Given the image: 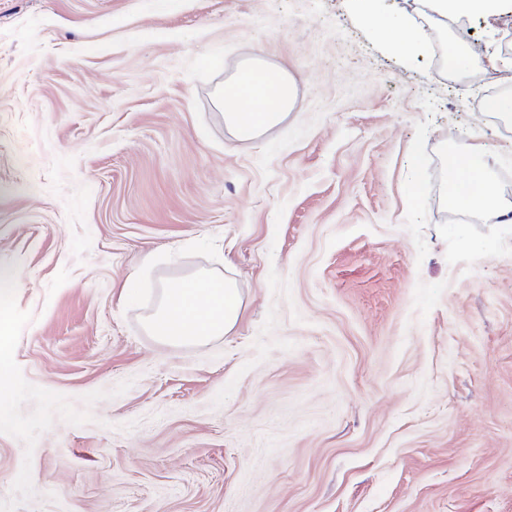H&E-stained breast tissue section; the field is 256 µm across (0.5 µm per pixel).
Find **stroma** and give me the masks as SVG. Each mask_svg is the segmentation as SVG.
I'll use <instances>...</instances> for the list:
<instances>
[{
    "instance_id": "1",
    "label": "stroma",
    "mask_w": 512,
    "mask_h": 512,
    "mask_svg": "<svg viewBox=\"0 0 512 512\" xmlns=\"http://www.w3.org/2000/svg\"><path fill=\"white\" fill-rule=\"evenodd\" d=\"M374 6L467 76L512 54V0ZM253 58L294 104L241 140L217 96ZM482 104L358 0H0V512H512V224L446 204L478 143L512 200ZM201 271L234 330L148 334ZM434 9L441 16H447L448 10L461 14H477L494 6L495 0H434ZM364 6V19L367 25L383 36L392 47L404 54H411L417 50L419 35L409 18L373 12L366 2Z\"/></svg>"
}]
</instances>
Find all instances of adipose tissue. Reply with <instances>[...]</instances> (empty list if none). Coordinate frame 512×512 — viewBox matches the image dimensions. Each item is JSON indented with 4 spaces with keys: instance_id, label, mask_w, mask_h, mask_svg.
I'll return each mask as SVG.
<instances>
[{
    "instance_id": "obj_1",
    "label": "adipose tissue",
    "mask_w": 512,
    "mask_h": 512,
    "mask_svg": "<svg viewBox=\"0 0 512 512\" xmlns=\"http://www.w3.org/2000/svg\"><path fill=\"white\" fill-rule=\"evenodd\" d=\"M364 19L398 51L410 54L417 50L419 35L409 18L368 9ZM218 101L225 124L239 138L252 139L276 126L292 108L293 85L285 70L256 59L225 82ZM451 171L449 208L475 211L497 224L512 223V201L495 190L483 146H472L453 160ZM240 312L241 298L234 282L200 273L169 289L149 326L156 336L172 343H201L228 334Z\"/></svg>"
}]
</instances>
